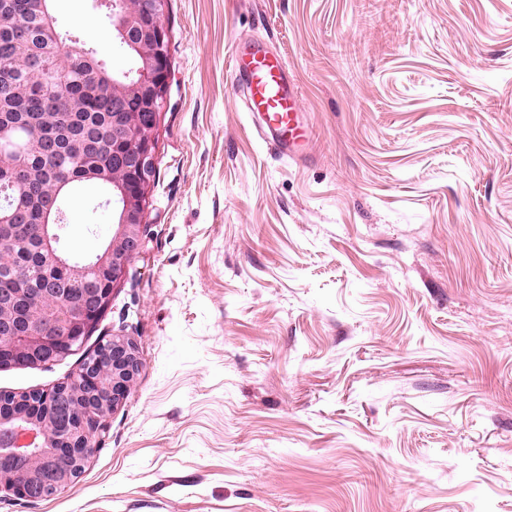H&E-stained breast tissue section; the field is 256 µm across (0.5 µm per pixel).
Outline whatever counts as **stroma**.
I'll return each instance as SVG.
<instances>
[{"mask_svg": "<svg viewBox=\"0 0 512 512\" xmlns=\"http://www.w3.org/2000/svg\"><path fill=\"white\" fill-rule=\"evenodd\" d=\"M100 0L62 29L128 66ZM147 237L68 381L142 362L85 473L0 512H512V0H165ZM98 34L89 37V26ZM281 57L311 130L279 156L232 52ZM68 198L69 244L113 233Z\"/></svg>", "mask_w": 512, "mask_h": 512, "instance_id": "1", "label": "stroma"}]
</instances>
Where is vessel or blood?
Returning <instances> with one entry per match:
<instances>
[{
	"mask_svg": "<svg viewBox=\"0 0 512 512\" xmlns=\"http://www.w3.org/2000/svg\"><path fill=\"white\" fill-rule=\"evenodd\" d=\"M234 72L247 86L248 108L257 113L266 139L281 155L302 156L310 134L298 110V89L289 82L282 61L258 49L235 61Z\"/></svg>",
	"mask_w": 512,
	"mask_h": 512,
	"instance_id": "vessel-or-blood-1",
	"label": "vessel or blood"
}]
</instances>
